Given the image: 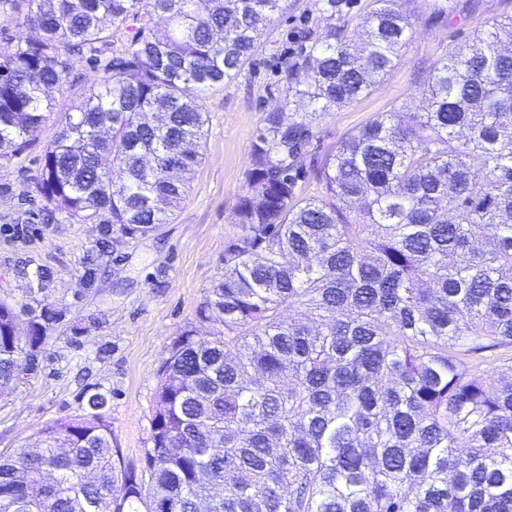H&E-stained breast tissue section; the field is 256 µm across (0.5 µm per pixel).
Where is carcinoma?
I'll list each match as a JSON object with an SVG mask.
<instances>
[{"mask_svg":"<svg viewBox=\"0 0 512 512\" xmlns=\"http://www.w3.org/2000/svg\"><path fill=\"white\" fill-rule=\"evenodd\" d=\"M285 10L0 0L40 33L0 56V161L35 142L75 63L104 72L38 179L44 221L102 225L87 281L110 236L166 223L202 161L199 99L242 75ZM320 11L337 23L280 62L284 103L250 145L224 275L158 370L148 479L113 447L97 392L36 447L0 453V512H512V360L473 363L512 346V18L434 64L427 111L379 112L342 138L304 195L313 120L367 96L411 38L402 0H371L358 48L340 0ZM14 320L1 300L2 392L43 343Z\"/></svg>","mask_w":512,"mask_h":512,"instance_id":"obj_1","label":"carcinoma"}]
</instances>
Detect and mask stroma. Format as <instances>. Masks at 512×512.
Here are the masks:
<instances>
[{
	"instance_id": "stroma-1",
	"label": "stroma",
	"mask_w": 512,
	"mask_h": 512,
	"mask_svg": "<svg viewBox=\"0 0 512 512\" xmlns=\"http://www.w3.org/2000/svg\"><path fill=\"white\" fill-rule=\"evenodd\" d=\"M286 13L267 28L249 68L233 83L201 99L209 114L204 156L188 194L153 236L115 239L93 281L83 258L102 235L96 224L36 222L44 204L37 188L39 159L66 113L99 84L102 70L75 63L70 81L49 94L50 109L37 141L0 165V299L26 329L28 313L50 304L57 313L33 372L0 398V451L32 445L36 431L84 414L91 394L107 399L114 445L126 465L145 470L151 418L157 408V370L179 330L193 320L203 296L224 272L234 238L230 223L249 167L248 151L267 112L283 102L281 55L299 49L306 28L328 26L317 0H287ZM412 38L396 68L357 103L313 122L315 140L297 164L305 194L320 187L317 160L347 133L379 112H421L427 84L419 73L512 17V0H477L448 18L431 17L424 0H405Z\"/></svg>"
}]
</instances>
